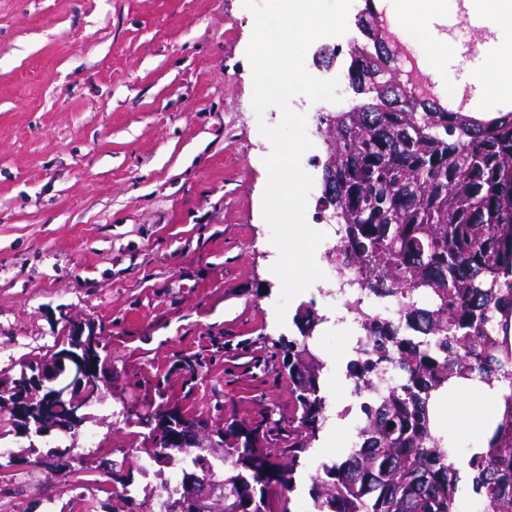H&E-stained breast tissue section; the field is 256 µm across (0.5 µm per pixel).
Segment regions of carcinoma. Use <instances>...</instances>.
<instances>
[{"mask_svg":"<svg viewBox=\"0 0 512 512\" xmlns=\"http://www.w3.org/2000/svg\"><path fill=\"white\" fill-rule=\"evenodd\" d=\"M349 57L348 86L361 101L319 117L326 138H336L325 162L336 170V191L321 204L343 227L331 261L377 303L397 306L400 319L365 317L373 358L352 361L349 377L369 391L389 364L401 382L363 405L360 447L310 475V512H459L460 468L433 434L429 409L432 393L453 378L511 390L489 448L470 455L466 468L488 512H512V355L486 332L494 317L512 316V113L483 124L444 106L418 107L386 79L368 82V71L380 70L375 61ZM320 321L304 304L294 318L302 339L276 343L300 411L282 451L288 462L271 453L278 427L234 419L224 423L220 467L198 448L160 447L149 460L182 475L213 470L243 512H274V501L296 490L325 422L324 364L310 345ZM29 382L21 377L0 391L16 432L44 420L38 407L25 421L4 407ZM179 488L162 481L163 512Z\"/></svg>","mask_w":512,"mask_h":512,"instance_id":"cac0c4a2","label":"carcinoma"}]
</instances>
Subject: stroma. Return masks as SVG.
Wrapping results in <instances>:
<instances>
[{
  "instance_id": "obj_1",
  "label": "stroma",
  "mask_w": 512,
  "mask_h": 512,
  "mask_svg": "<svg viewBox=\"0 0 512 512\" xmlns=\"http://www.w3.org/2000/svg\"><path fill=\"white\" fill-rule=\"evenodd\" d=\"M309 47L307 69L337 77L359 39ZM242 0H0V388L61 349L72 324L100 328L111 382L88 407L79 471L46 478L38 458L62 444L7 432L0 512H93L129 486L157 493L175 468L140 469L161 401L215 425L263 415L287 424L292 383L275 343L296 338L299 304L322 322L327 420L308 471L353 440L349 363L336 307L311 285L278 324V253L262 216L272 146L256 115Z\"/></svg>"
}]
</instances>
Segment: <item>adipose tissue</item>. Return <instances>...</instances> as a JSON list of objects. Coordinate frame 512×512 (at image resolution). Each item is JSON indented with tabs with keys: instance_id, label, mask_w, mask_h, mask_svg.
<instances>
[{
	"instance_id": "obj_1",
	"label": "adipose tissue",
	"mask_w": 512,
	"mask_h": 512,
	"mask_svg": "<svg viewBox=\"0 0 512 512\" xmlns=\"http://www.w3.org/2000/svg\"><path fill=\"white\" fill-rule=\"evenodd\" d=\"M400 22L434 40L440 55H447L446 40L437 39L435 22L448 16V0H393ZM487 75L480 85L485 96L500 101L512 98V40L499 41L485 60ZM506 387L477 380L454 379L432 399V422L456 447H487L504 410Z\"/></svg>"
}]
</instances>
